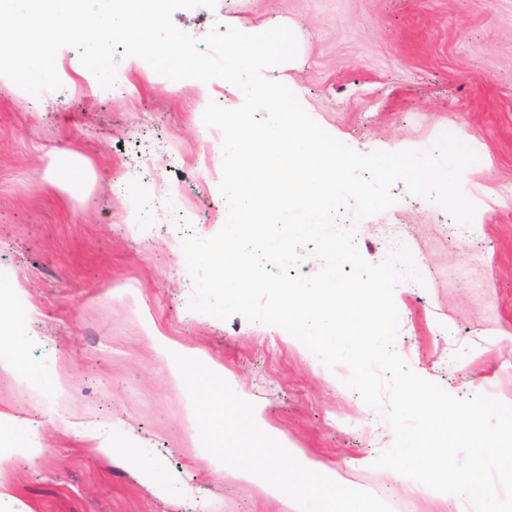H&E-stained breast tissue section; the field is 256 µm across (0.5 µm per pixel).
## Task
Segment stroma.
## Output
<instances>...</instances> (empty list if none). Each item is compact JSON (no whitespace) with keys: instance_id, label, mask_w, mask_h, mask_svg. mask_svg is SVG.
I'll use <instances>...</instances> for the list:
<instances>
[{"instance_id":"obj_1","label":"stroma","mask_w":512,"mask_h":512,"mask_svg":"<svg viewBox=\"0 0 512 512\" xmlns=\"http://www.w3.org/2000/svg\"><path fill=\"white\" fill-rule=\"evenodd\" d=\"M173 21L197 38L217 22L289 27L298 55L267 77L288 76L311 117L358 152L427 150L447 131L478 155L462 183L476 228L399 184L397 203L359 223L356 245L380 262L396 230L420 261L423 284L395 297V349L417 374L459 398L512 399V0H217ZM75 54L57 56L62 87L44 116L0 87V286L33 306L27 362L72 381L55 395L0 379V406L42 421L43 457L0 467L15 499L26 512H288L206 458L186 387L143 330L149 317L223 365L270 428L338 483L392 512H448L367 464L393 436L345 386L346 366L312 362L275 327L191 310L176 223L209 237L226 208L213 136L195 120L200 91L145 63L119 67L104 89L73 70ZM56 149L88 170L86 189L47 181ZM115 417L169 469H188L198 499L156 500L87 449L78 430Z\"/></svg>"}]
</instances>
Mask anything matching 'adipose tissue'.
Returning a JSON list of instances; mask_svg holds the SVG:
<instances>
[{
	"mask_svg": "<svg viewBox=\"0 0 512 512\" xmlns=\"http://www.w3.org/2000/svg\"><path fill=\"white\" fill-rule=\"evenodd\" d=\"M9 305L16 313L8 334L0 336V376L5 375L17 384L43 386L52 393H65L70 387L68 375L59 371L48 372L42 366L31 365L15 358L14 352L25 344L28 336L23 321L31 308L21 292L0 291V305ZM39 423L0 409V461L17 457L38 460L44 453L38 441ZM80 438L90 450L101 457L119 463L134 481L149 495L159 499L188 497L192 487L181 475L169 472L153 449L130 447L132 427L125 422L113 426L88 427L80 431Z\"/></svg>",
	"mask_w": 512,
	"mask_h": 512,
	"instance_id": "obj_1",
	"label": "adipose tissue"
}]
</instances>
